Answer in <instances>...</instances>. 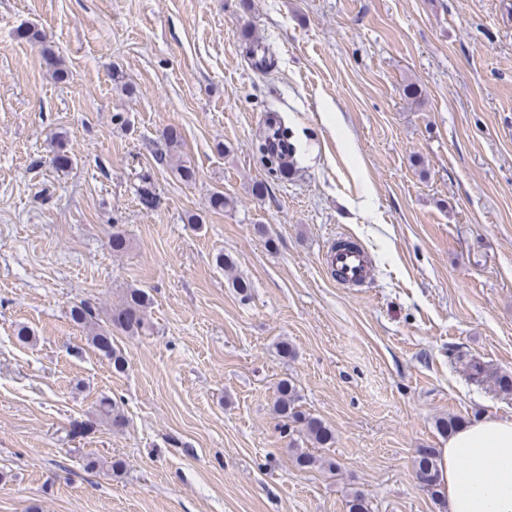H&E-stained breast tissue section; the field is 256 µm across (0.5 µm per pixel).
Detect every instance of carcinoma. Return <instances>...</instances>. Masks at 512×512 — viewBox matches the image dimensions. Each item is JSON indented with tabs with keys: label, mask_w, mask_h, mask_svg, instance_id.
Masks as SVG:
<instances>
[{
	"label": "carcinoma",
	"mask_w": 512,
	"mask_h": 512,
	"mask_svg": "<svg viewBox=\"0 0 512 512\" xmlns=\"http://www.w3.org/2000/svg\"><path fill=\"white\" fill-rule=\"evenodd\" d=\"M263 158L271 168L283 171L293 164L295 158L293 146H288L290 161L283 162L281 156L269 151L266 144H261ZM151 304L150 295L141 288H129L124 293L121 302L104 312L91 305L81 303L70 310L73 322L88 330L89 343L109 360L116 373H123L128 367L125 353L113 343V335L121 332L133 336L145 328L146 311ZM276 413L287 422L289 433H299L312 444L324 447L334 440L333 431L319 418L298 409L295 386L284 380L278 387V397L275 401ZM98 420L109 424L114 429L124 426V417L116 409L109 398L100 399L97 406ZM295 464L301 468L320 465L330 469L336 467V461L316 457L305 451H297L294 456ZM415 474L430 499L441 503L439 491L438 454L434 448H421L415 459Z\"/></svg>",
	"instance_id": "obj_1"
}]
</instances>
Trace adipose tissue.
<instances>
[{
	"instance_id": "obj_1",
	"label": "adipose tissue",
	"mask_w": 512,
	"mask_h": 512,
	"mask_svg": "<svg viewBox=\"0 0 512 512\" xmlns=\"http://www.w3.org/2000/svg\"><path fill=\"white\" fill-rule=\"evenodd\" d=\"M448 512H512V419L483 416L439 451Z\"/></svg>"
}]
</instances>
